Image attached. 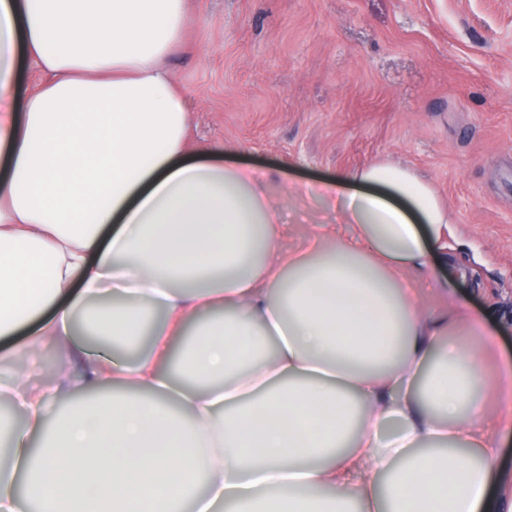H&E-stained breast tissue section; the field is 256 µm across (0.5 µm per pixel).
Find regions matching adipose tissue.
<instances>
[{"instance_id":"1","label":"adipose tissue","mask_w":512,"mask_h":512,"mask_svg":"<svg viewBox=\"0 0 512 512\" xmlns=\"http://www.w3.org/2000/svg\"><path fill=\"white\" fill-rule=\"evenodd\" d=\"M187 0H0V338L68 359L0 396V512H512L479 317L421 315L404 275L451 222L411 170L309 188L334 211L277 243L262 175L185 155L167 68ZM47 75L22 91L21 65ZM130 365L89 339L141 336ZM66 360L62 349L45 339L39 350L36 366L32 373H26L24 379L27 384L47 389L54 386L60 365Z\"/></svg>"}]
</instances>
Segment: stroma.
<instances>
[{
  "instance_id": "35a3bbf8",
  "label": "stroma",
  "mask_w": 512,
  "mask_h": 512,
  "mask_svg": "<svg viewBox=\"0 0 512 512\" xmlns=\"http://www.w3.org/2000/svg\"><path fill=\"white\" fill-rule=\"evenodd\" d=\"M171 59L188 149L267 172L268 193L381 161L437 190L448 262L405 280L421 311L479 316L512 359V0H188Z\"/></svg>"
}]
</instances>
